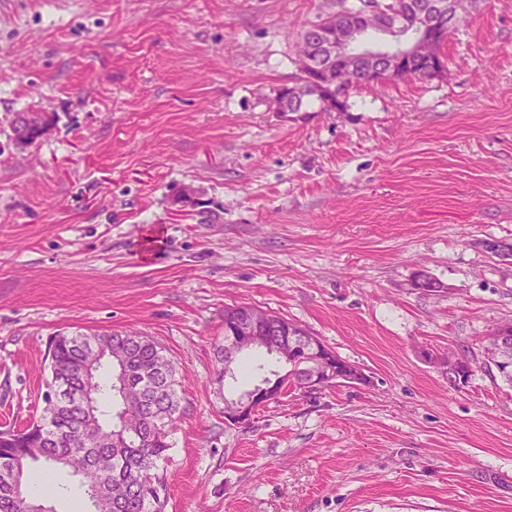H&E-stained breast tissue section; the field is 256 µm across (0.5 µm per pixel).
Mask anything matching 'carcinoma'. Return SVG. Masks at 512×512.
Listing matches in <instances>:
<instances>
[{"mask_svg": "<svg viewBox=\"0 0 512 512\" xmlns=\"http://www.w3.org/2000/svg\"><path fill=\"white\" fill-rule=\"evenodd\" d=\"M224 343L215 344V380L236 378L244 356L224 370ZM50 378L39 419L24 429H0V512H31L36 472L62 461L96 488L95 512H164L165 484L156 473L169 459V428L180 407L177 371L164 348L137 330L60 333L49 342ZM512 385V359L484 358ZM92 380L93 413L77 400ZM23 474L24 494L11 478Z\"/></svg>", "mask_w": 512, "mask_h": 512, "instance_id": "1", "label": "carcinoma"}]
</instances>
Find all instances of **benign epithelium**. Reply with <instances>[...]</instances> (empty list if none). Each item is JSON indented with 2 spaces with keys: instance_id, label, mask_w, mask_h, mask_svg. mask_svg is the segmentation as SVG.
<instances>
[{
  "instance_id": "obj_1",
  "label": "benign epithelium",
  "mask_w": 512,
  "mask_h": 512,
  "mask_svg": "<svg viewBox=\"0 0 512 512\" xmlns=\"http://www.w3.org/2000/svg\"><path fill=\"white\" fill-rule=\"evenodd\" d=\"M454 0H411L404 11L393 12L380 0H365L359 13H340L310 27L302 37L305 52L298 59L299 78L278 93V111H296L287 103L313 94L325 99L333 110L339 109L349 93L348 78L360 74L373 82L405 77L436 76L445 72L447 61L438 47L444 44L448 25L461 21ZM276 326L270 313L250 310L247 317L229 331L224 343V362L239 352L262 344L261 331ZM276 349L295 350L305 345L315 355L308 362L304 391L314 392L336 383L361 384L364 374L343 367L336 355L320 339L312 336H279ZM488 348L501 356L512 352V336L498 333ZM296 380L283 376L282 384L267 386L256 395L224 405V424L229 427L250 425L259 408L278 399L283 389Z\"/></svg>"
}]
</instances>
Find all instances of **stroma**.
<instances>
[{
    "label": "stroma",
    "mask_w": 512,
    "mask_h": 512,
    "mask_svg": "<svg viewBox=\"0 0 512 512\" xmlns=\"http://www.w3.org/2000/svg\"><path fill=\"white\" fill-rule=\"evenodd\" d=\"M356 2L0 0V425L39 417L53 336L136 329L179 380L165 512H512V387L483 365L512 261L482 246L512 244V0H473L440 76L279 111L300 31ZM236 304L366 384L288 387L226 426ZM54 483L56 512H91Z\"/></svg>",
    "instance_id": "35a3bbf8"
}]
</instances>
